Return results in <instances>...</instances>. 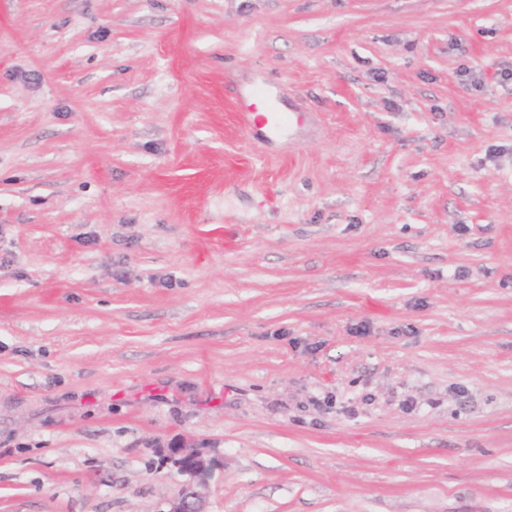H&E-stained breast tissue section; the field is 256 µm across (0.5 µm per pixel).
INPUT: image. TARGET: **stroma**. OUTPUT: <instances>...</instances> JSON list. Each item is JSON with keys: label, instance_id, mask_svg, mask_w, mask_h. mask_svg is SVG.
<instances>
[{"label": "stroma", "instance_id": "35a3bbf8", "mask_svg": "<svg viewBox=\"0 0 512 512\" xmlns=\"http://www.w3.org/2000/svg\"><path fill=\"white\" fill-rule=\"evenodd\" d=\"M510 69L512 0H0V512H512ZM265 95L261 91H255V95ZM252 98L247 103L243 99L237 102V116L241 125L251 134L260 135L266 140L275 141L284 137L293 126L301 127L304 122L302 112H282L275 104H272L265 115L254 116L255 108ZM263 129V131H261ZM174 458V464L184 474L188 475L191 479H197L209 472L213 467L214 463L203 458L201 455L193 452H184L177 450ZM167 512H207L193 481L189 480L183 485L178 496L170 503Z\"/></svg>", "mask_w": 512, "mask_h": 512}]
</instances>
